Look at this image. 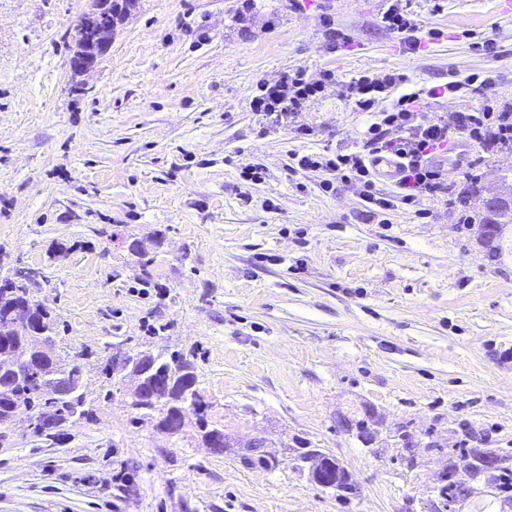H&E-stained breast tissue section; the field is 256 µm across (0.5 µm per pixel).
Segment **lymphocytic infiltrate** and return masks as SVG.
<instances>
[{"instance_id":"f902f5d3","label":"lymphocytic infiltrate","mask_w":512,"mask_h":512,"mask_svg":"<svg viewBox=\"0 0 512 512\" xmlns=\"http://www.w3.org/2000/svg\"><path fill=\"white\" fill-rule=\"evenodd\" d=\"M334 81L329 71L322 81L312 82L298 70L275 84L261 86L250 108L276 122L302 111ZM403 83L400 75L381 80L362 75L341 86V96L353 99L358 111L370 117L359 150L328 158L302 155L296 159L299 169L326 173L323 187L327 190L337 181L358 187L366 206L382 212L401 204L413 207L421 198L447 194L448 180L440 159L449 142L457 140L494 152L512 147L511 107L501 111L485 107L423 121L419 106L423 100L438 98L437 88L404 93L400 90ZM382 158L392 159L397 167L395 183L388 192L376 187V163Z\"/></svg>"}]
</instances>
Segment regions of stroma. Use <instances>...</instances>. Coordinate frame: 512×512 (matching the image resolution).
I'll return each mask as SVG.
<instances>
[{"mask_svg": "<svg viewBox=\"0 0 512 512\" xmlns=\"http://www.w3.org/2000/svg\"><path fill=\"white\" fill-rule=\"evenodd\" d=\"M390 3L138 0L77 92L87 0H0V276L19 261L43 273L31 299L52 311L58 353L84 364L93 410L51 447L0 426V512H427L448 458L395 463L403 422L512 457V225L493 258L472 200L381 216L292 160L359 148L367 117L337 87L362 75L483 78L421 105L426 120L512 105V0H407L413 54L381 22ZM298 70L336 82L276 123L251 110ZM467 154L483 158V197L512 190V153ZM253 167L261 181L244 179ZM133 242L155 257L150 278ZM116 346L188 354L212 425L330 449L353 494L213 454L194 415L174 436L135 421L101 372ZM368 411L370 447L343 425Z\"/></svg>", "mask_w": 512, "mask_h": 512, "instance_id": "35a3bbf8", "label": "stroma"}]
</instances>
